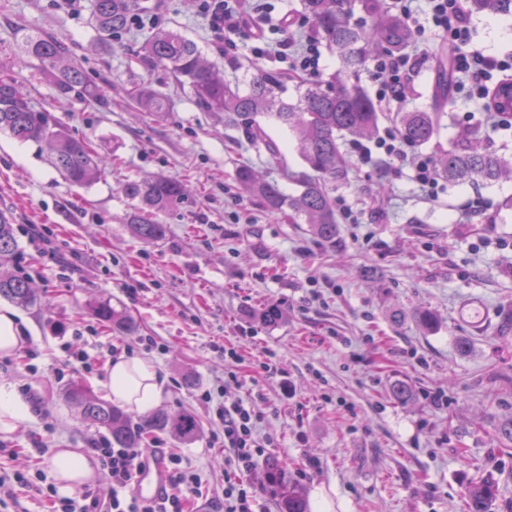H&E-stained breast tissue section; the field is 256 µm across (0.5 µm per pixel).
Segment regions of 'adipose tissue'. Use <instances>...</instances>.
<instances>
[{
  "label": "adipose tissue",
  "instance_id": "1",
  "mask_svg": "<svg viewBox=\"0 0 512 512\" xmlns=\"http://www.w3.org/2000/svg\"><path fill=\"white\" fill-rule=\"evenodd\" d=\"M108 398L113 404L144 413L158 404L162 382L156 365L140 357L120 356L109 363ZM52 472L61 489L74 491L94 481L96 466L85 454L55 449Z\"/></svg>",
  "mask_w": 512,
  "mask_h": 512
}]
</instances>
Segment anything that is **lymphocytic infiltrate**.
<instances>
[{
  "label": "lymphocytic infiltrate",
  "mask_w": 512,
  "mask_h": 512,
  "mask_svg": "<svg viewBox=\"0 0 512 512\" xmlns=\"http://www.w3.org/2000/svg\"><path fill=\"white\" fill-rule=\"evenodd\" d=\"M397 14L411 26L417 37L427 31L446 42L453 50L452 71L457 79L456 88L466 96L489 99L491 92L487 80L492 72H512V56H495L473 49L472 27L464 0H427L424 14H417L414 0H392ZM206 10L213 23L221 25L225 35L249 30L256 42L253 49L257 57L284 64L289 78L300 79L320 72L321 52L315 38L306 39L301 49H292L288 40L279 33L280 22L275 21L271 0H206ZM423 61L421 53H379L370 62V69L380 81L377 102L387 112L399 109L405 99V89ZM351 150L364 165L375 164L377 156L397 162L408 168L414 181L427 193L438 196L442 183L431 157L412 149L392 129L379 137L374 145L353 143ZM243 380L236 372L224 379L223 402L219 403L216 418L219 426L211 434V444L229 453L230 470L224 475V512H254L256 492L243 480L263 455L265 445L256 437L257 425L263 414L254 404L246 403L236 391ZM92 449L97 453L106 480L107 493L97 498L100 512H187L190 499L198 495L200 482L192 471L182 468V459L168 454V487L158 502L147 503L134 496L135 476L149 462L141 448H114L108 442L96 440Z\"/></svg>",
  "instance_id": "f902f5d3"
}]
</instances>
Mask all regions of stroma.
Wrapping results in <instances>:
<instances>
[{
  "instance_id": "obj_1",
  "label": "stroma",
  "mask_w": 512,
  "mask_h": 512,
  "mask_svg": "<svg viewBox=\"0 0 512 512\" xmlns=\"http://www.w3.org/2000/svg\"><path fill=\"white\" fill-rule=\"evenodd\" d=\"M143 2L144 27L107 45L91 0H0V73H12L52 127L107 164L97 182L76 186L50 164L46 145L0 136V211L14 218L18 266L38 294L36 306L17 310L25 344L0 355V384L28 408L15 431H0V474L49 470L56 448L88 450L98 430L80 421L63 391L79 381L106 398L104 358L130 353L158 367L159 409L187 410L200 422L194 441L150 432L142 442L178 453L199 475L191 512H214L226 467L223 450L208 445L215 408L199 395L222 388L233 370L244 380L240 397L261 394L273 405L257 434L273 437L265 454L283 462V480L310 495L325 490L335 512H467L465 486L481 477L498 483L493 512H512V443L497 434L512 416V336L501 331L512 317V211L501 207L512 182L447 181L432 198L396 162L355 163L336 192L337 239L320 242L307 225L271 217L236 181L250 165L294 193L290 175L301 161L287 132L268 126L280 147L271 155L223 113L200 109L188 84L139 60L148 32L173 30L240 84L247 71L270 66L253 55V38L225 43L202 0ZM471 25L475 48L512 55V17L475 14ZM30 32L67 43L100 101L61 96L33 64H19L18 44ZM440 45L427 34L405 110L430 108ZM135 86L163 95L169 110L137 111L125 95ZM480 108L455 96L425 152L448 147L465 113ZM150 175L182 180L188 196L163 215L165 238L147 246L124 222L132 203L122 186ZM476 192L485 210L457 223ZM366 269L373 277H363ZM95 300L130 312L138 331L113 335L91 316ZM270 303L283 312L274 325L255 316ZM395 309L402 323L391 321ZM424 309L437 316L434 329L415 320ZM150 341L154 349L145 350ZM244 343L270 359L271 373L224 357L223 348ZM73 355L78 368L66 370ZM398 381L414 392L408 402L392 395ZM435 394L442 402H432Z\"/></svg>"
}]
</instances>
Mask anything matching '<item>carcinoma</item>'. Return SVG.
Instances as JSON below:
<instances>
[{
  "mask_svg": "<svg viewBox=\"0 0 512 512\" xmlns=\"http://www.w3.org/2000/svg\"><path fill=\"white\" fill-rule=\"evenodd\" d=\"M303 11L311 18L318 40L341 60L342 70L326 81L307 80L284 97L282 76L257 69L246 90L231 86L216 66L206 61L197 45L172 30L150 34L142 45V61L161 66L178 80L187 83L196 103L204 110L222 112L241 127L247 138L262 143L273 153L276 143L265 125L275 124L291 134L303 164L296 177L297 191L285 194L251 167L237 171L244 190L272 216L294 224H306L316 239L334 243L337 236L336 189L349 179V162L341 146L346 137L371 139L379 131L381 113L357 83L359 72L381 50L401 52L413 39L407 24L392 13L388 0H301ZM93 18L100 36L111 41L129 28L131 18L141 9V0H93ZM472 13L512 16V0H468ZM362 14L364 23L353 21ZM20 49L27 59L55 82L63 96L71 93L98 95L82 66L71 58L64 43L44 34L23 35ZM437 81L432 90L433 107L428 110L395 112L401 136L414 146L431 143L437 136L441 118L452 103L454 79L451 56L435 57ZM143 112H166L167 100L160 94L135 87L128 92ZM20 142L49 144L53 164L71 183L88 186L101 175L104 162L92 148L48 125L45 113L34 110L27 96L9 74L0 75V133ZM440 177L453 182L495 184L512 181V159L488 147V140L477 130L462 131L448 149L434 157ZM123 194L135 202L126 215L131 233L143 244L163 239L167 226L161 215L184 197L182 184L172 178L152 177L133 180L122 187ZM17 240L12 218L0 211V298L22 306H32L38 297L29 279L16 270ZM92 315L121 333L132 332V317L114 308L108 301L90 305ZM64 396L79 410L80 419L102 428L118 448H136L141 432L134 428L127 413L112 403L96 399L81 384L69 386ZM147 425L183 442L200 434V424L189 412L171 414L157 411L146 418ZM282 465L276 458L267 460L265 478L275 487L280 512H309L304 491L295 483L281 481ZM468 512H492L498 498V484L492 478L465 487Z\"/></svg>",
  "mask_w": 512,
  "mask_h": 512,
  "instance_id": "1",
  "label": "carcinoma"
}]
</instances>
